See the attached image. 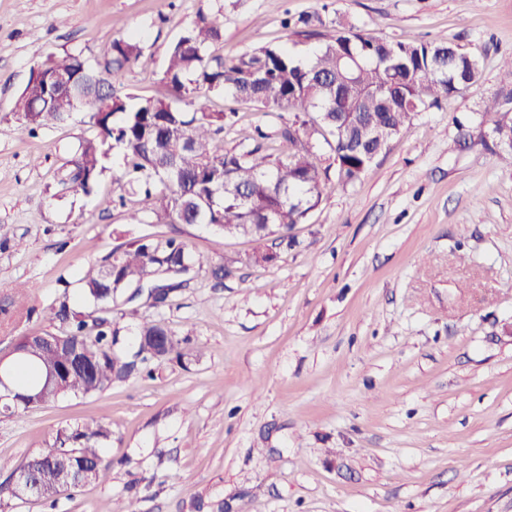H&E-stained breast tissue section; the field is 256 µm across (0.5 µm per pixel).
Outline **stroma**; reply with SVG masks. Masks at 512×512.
I'll return each mask as SVG.
<instances>
[{
	"label": "stroma",
	"instance_id": "35a3bbf8",
	"mask_svg": "<svg viewBox=\"0 0 512 512\" xmlns=\"http://www.w3.org/2000/svg\"><path fill=\"white\" fill-rule=\"evenodd\" d=\"M224 12L216 55L318 46L286 17L325 13L374 37L444 38L483 59L479 84L419 113L354 185L330 178L291 234L227 238L204 224H128L120 151L90 194L62 178L88 112L29 131L12 104L48 56L98 66L139 34L153 66L119 94L166 97L168 49L197 13ZM512 55V0H0V355L43 334L61 293L133 237H180L233 262L190 274L165 303L113 317L190 338L199 357L137 367L88 396L0 413V484L58 431L111 419L108 482L7 512H512V165L486 145L482 112ZM265 112L242 105L223 147L254 146ZM272 262L249 263L256 249ZM25 285L26 296L15 288Z\"/></svg>",
	"mask_w": 512,
	"mask_h": 512
}]
</instances>
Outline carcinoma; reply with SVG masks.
Listing matches in <instances>:
<instances>
[{
	"label": "carcinoma",
	"instance_id": "1",
	"mask_svg": "<svg viewBox=\"0 0 512 512\" xmlns=\"http://www.w3.org/2000/svg\"><path fill=\"white\" fill-rule=\"evenodd\" d=\"M285 26L325 28L313 56L300 61L288 48L265 44L236 57L211 55V46L224 38V8L200 13L173 42L162 80L172 100L117 94L124 70L143 69L153 60L139 43L116 38L100 68H92L79 53L51 55L45 73L62 72L73 79L68 89L53 90L46 79L28 80L14 101L13 112L27 125L45 127L61 122L95 96L98 107L90 120L97 133L80 142L63 184L88 194L105 171V160L120 148L133 177L130 190L142 194V208L129 215L130 223L149 218L155 224H209L227 237H247L259 243L302 224L319 204L324 189L317 141L330 148L337 178L353 185L364 177L388 142L403 135L415 116L462 90L476 85L483 60L463 48L439 60L451 46L443 39L408 36L380 40L344 18L326 22L318 14L305 15ZM211 93L228 95L241 105L255 106L278 117L293 114L294 124L278 130L293 149L283 155L260 147L235 152L220 149L224 112L207 110ZM494 100L482 113L489 124L500 159L512 163V118ZM210 260L186 250L175 239L137 238L90 268L81 278L82 296L104 314L125 297L133 300L159 269L202 268ZM49 323L69 324L62 333L46 331L41 341L21 337L13 350L27 353L9 360L27 370L19 390L39 398L22 407L49 404L64 395H92L129 374L142 357L146 343L156 336H173L163 324L143 320L134 328L132 349L117 347L119 331L102 316L92 322L74 313L67 298L49 308ZM112 422L61 432L54 444L40 449L20 470L38 485L36 498L54 502L77 487L59 478L57 462L72 452L92 461L89 481L104 482L111 466L99 444L111 434Z\"/></svg>",
	"mask_w": 512,
	"mask_h": 512
}]
</instances>
